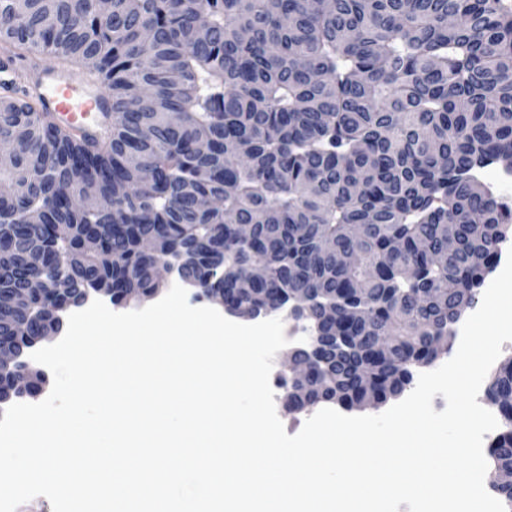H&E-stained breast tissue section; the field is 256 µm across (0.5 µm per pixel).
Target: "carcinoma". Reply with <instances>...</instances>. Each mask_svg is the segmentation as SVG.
Wrapping results in <instances>:
<instances>
[{"label":"carcinoma","mask_w":512,"mask_h":512,"mask_svg":"<svg viewBox=\"0 0 512 512\" xmlns=\"http://www.w3.org/2000/svg\"><path fill=\"white\" fill-rule=\"evenodd\" d=\"M12 48L96 78L112 126L89 139L0 99V336L28 275L53 288L27 304L39 336L77 289L154 295L150 268L190 247L181 282L236 314L300 304L316 358L284 379L288 412L383 404L512 234L481 177L512 171V0H0ZM487 403V485L511 507L492 475L512 466V358Z\"/></svg>","instance_id":"carcinoma-1"}]
</instances>
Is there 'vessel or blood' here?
<instances>
[{
    "label": "vessel or blood",
    "mask_w": 512,
    "mask_h": 512,
    "mask_svg": "<svg viewBox=\"0 0 512 512\" xmlns=\"http://www.w3.org/2000/svg\"><path fill=\"white\" fill-rule=\"evenodd\" d=\"M31 90L62 124L80 134L98 137L112 123V113L94 78L65 69L45 68L39 72Z\"/></svg>",
    "instance_id": "b4317fda"
}]
</instances>
